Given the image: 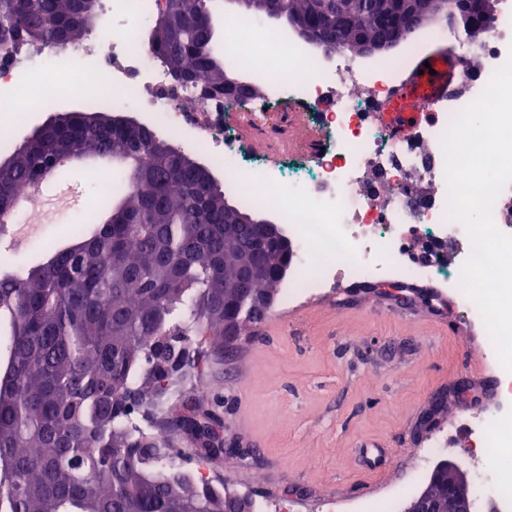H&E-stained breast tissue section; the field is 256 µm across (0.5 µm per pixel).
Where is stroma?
Returning <instances> with one entry per match:
<instances>
[{"instance_id":"35a3bbf8","label":"stroma","mask_w":512,"mask_h":512,"mask_svg":"<svg viewBox=\"0 0 512 512\" xmlns=\"http://www.w3.org/2000/svg\"><path fill=\"white\" fill-rule=\"evenodd\" d=\"M99 172L112 169L87 160L45 180L20 213L37 239L22 247L0 234V266L25 271L43 260V243L65 241L80 209L100 205L91 187ZM268 317L275 329L243 332L234 354L197 383L236 452L213 461L186 444L181 460L214 484L248 487L268 512L287 501L295 512H323L330 500L350 512L396 492L411 498L423 487L415 465L427 441L492 407L496 376L482 330L432 281L386 288L340 279L321 294L275 300ZM442 391L447 404L422 430ZM370 443L385 450L374 471L361 453Z\"/></svg>"}]
</instances>
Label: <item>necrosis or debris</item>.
<instances>
[{
  "label": "necrosis or debris",
  "instance_id": "necrosis-or-debris-1",
  "mask_svg": "<svg viewBox=\"0 0 512 512\" xmlns=\"http://www.w3.org/2000/svg\"><path fill=\"white\" fill-rule=\"evenodd\" d=\"M159 4L112 0V11L93 34L90 48L75 61L76 79L61 81L53 67H46L41 83L16 93L14 108L32 112L59 97L78 96L81 80L101 82L112 90L111 104L150 112L155 127L174 141L184 142L186 133H193L223 168L225 185L237 192L242 204L276 202L303 247L301 264L289 278L288 299L325 291L339 277L389 286L426 277L447 288L471 322L482 324L477 306L459 285L465 256L449 266L426 259L410 262L406 255L414 238H426L434 251L446 239L465 234L461 225L444 218L442 138L512 53V0H499L496 25L482 46L462 38L451 15L432 37L418 34L401 43L387 68L338 50L314 48L260 21L225 16V28L244 25L251 34L248 49L225 43V59L246 69L274 98L307 104L310 119L328 137L312 157L289 156L274 166L247 158L239 139L224 126L223 101L209 102L202 114L186 109L196 90L171 83L166 66L144 38ZM430 39L447 46L455 57L458 80L447 94L430 98L426 117L409 138L398 142L371 114L405 80ZM476 54L483 59L478 70L469 66ZM422 180L431 182L435 193H423L418 186ZM385 185L392 194L383 203L379 197ZM466 426L481 459L512 454V373L499 370L493 412L469 419Z\"/></svg>",
  "mask_w": 512,
  "mask_h": 512
}]
</instances>
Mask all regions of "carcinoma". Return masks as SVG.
I'll return each mask as SVG.
<instances>
[{
    "mask_svg": "<svg viewBox=\"0 0 512 512\" xmlns=\"http://www.w3.org/2000/svg\"><path fill=\"white\" fill-rule=\"evenodd\" d=\"M97 0H0V46L40 52L98 27ZM257 20L276 19L306 42L336 48L391 40L410 31L381 27L357 0H337L302 32L310 0H236ZM150 44L169 71L190 85L224 88L226 67L215 53L211 0H163ZM112 107L66 112L44 124L0 172V232L10 210L30 198L31 184L67 163L102 157L131 161L118 177L112 210L89 234L25 273L0 275V512H225L228 495L183 468L173 441L203 457L224 430L191 383L224 361V321L235 330L267 317L256 295L275 294L282 265L271 242L249 224L240 246L266 268L242 289H224L238 255L224 246V225L252 207L224 200L216 181L183 166L175 146L154 130L112 125ZM178 407L167 410L168 395ZM166 438L159 445L154 432Z\"/></svg>",
    "mask_w": 512,
    "mask_h": 512,
    "instance_id": "carcinoma-1",
    "label": "carcinoma"
}]
</instances>
